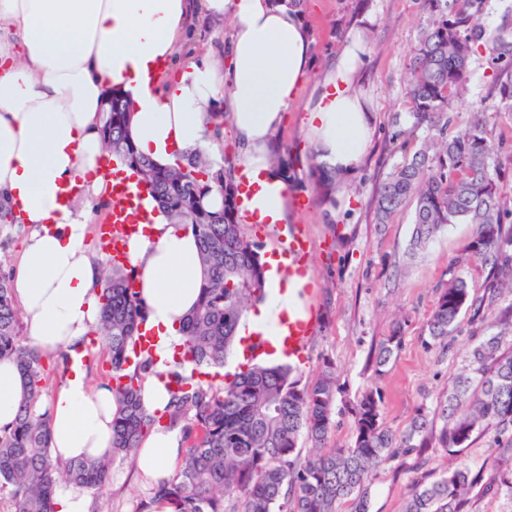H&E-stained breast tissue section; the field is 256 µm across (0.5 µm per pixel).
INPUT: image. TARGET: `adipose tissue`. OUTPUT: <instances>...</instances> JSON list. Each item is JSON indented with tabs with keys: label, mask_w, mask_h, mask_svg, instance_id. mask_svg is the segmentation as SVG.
I'll use <instances>...</instances> for the list:
<instances>
[{
	"label": "adipose tissue",
	"mask_w": 512,
	"mask_h": 512,
	"mask_svg": "<svg viewBox=\"0 0 512 512\" xmlns=\"http://www.w3.org/2000/svg\"><path fill=\"white\" fill-rule=\"evenodd\" d=\"M230 21L224 46L189 48L198 19ZM371 16H362L325 66L301 128L319 162L338 177L362 164L375 116L362 92ZM314 63L310 30L279 0H0V204L25 233L12 276L27 333L46 352L83 350L99 320L102 266L88 243L78 203L112 200L100 169L109 153L102 105L121 90L132 115L128 137L155 163L199 152L224 164V138L210 112L223 110L236 149L231 175L255 191L248 209L260 223H288L290 184L271 167L273 136L291 112ZM147 223L129 244L157 338L155 368L142 383L147 411L163 409L168 363L179 327L203 279L196 236L147 202ZM267 299L241 335L279 336L289 307L308 281L280 272L267 256ZM25 384L17 365L0 361V428L12 425ZM51 453L61 460L112 452L118 402L110 385L91 386L75 361L51 393ZM180 457L176 429L154 430L136 454L139 474L167 480Z\"/></svg>",
	"instance_id": "adipose-tissue-1"
}]
</instances>
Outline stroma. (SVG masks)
<instances>
[{
    "label": "stroma",
    "instance_id": "1",
    "mask_svg": "<svg viewBox=\"0 0 512 512\" xmlns=\"http://www.w3.org/2000/svg\"><path fill=\"white\" fill-rule=\"evenodd\" d=\"M303 10L314 38L318 72L335 57L342 43L339 30H351L354 20L366 12L374 19L372 52L362 84L377 116L367 156L348 177L335 205L313 201L307 210L291 213L292 224L310 239L312 302L320 315L302 375L312 380L324 361L335 364L341 400L334 412L331 440L343 444L354 433L349 404L365 389L380 391L383 421L396 432L407 428L416 410L434 411L437 400L447 394L449 381L467 359L475 329L472 315H461L444 347L430 344L427 321L442 284L449 279V265L473 227L449 225L412 259L407 254L411 209L401 211L386 226L373 222L370 201L376 187L401 160L390 137L397 129L396 116L406 111V64L424 22L418 0H304ZM496 75L489 54L477 52L471 61L467 100L454 105L452 115L455 124L464 125L473 112L482 111L492 158L502 175L504 201L512 208V120L493 106ZM398 323L403 326L402 346L385 375L376 376L375 354ZM424 457L426 469L438 472L464 461L487 478L498 467L489 434H474L460 453L429 448ZM418 476L412 455L375 471L371 512H404ZM149 492L131 459L116 461L107 486L91 495L93 512H135Z\"/></svg>",
    "mask_w": 512,
    "mask_h": 512
}]
</instances>
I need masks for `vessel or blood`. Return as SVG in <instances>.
<instances>
[{"mask_svg":"<svg viewBox=\"0 0 512 512\" xmlns=\"http://www.w3.org/2000/svg\"><path fill=\"white\" fill-rule=\"evenodd\" d=\"M146 193L144 187L131 178H114L112 182V219L102 225L103 248L110 259L123 263L127 260L129 239L138 234L139 227L133 224L130 210L139 208ZM281 267L289 275H301L308 255L310 242L300 227H293L279 242ZM319 327V314L314 307H306L299 313H289L288 334L281 337L282 352L290 362L303 363L307 341L313 338Z\"/></svg>","mask_w":512,"mask_h":512,"instance_id":"obj_1","label":"vessel or blood"}]
</instances>
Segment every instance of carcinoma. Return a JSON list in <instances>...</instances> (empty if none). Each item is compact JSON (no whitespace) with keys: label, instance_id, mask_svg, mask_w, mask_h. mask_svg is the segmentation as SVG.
<instances>
[{"label":"carcinoma","instance_id":"carcinoma-1","mask_svg":"<svg viewBox=\"0 0 512 512\" xmlns=\"http://www.w3.org/2000/svg\"><path fill=\"white\" fill-rule=\"evenodd\" d=\"M420 7L425 23L410 53L406 82L409 128L392 136L402 160L377 187L375 221L387 224L413 206V257L445 227L475 225L457 264L476 260L496 269L484 285L485 300L492 302L504 288L512 289V231L505 228L512 224V208L503 201L483 120L477 116L453 130L451 112L466 96L472 55L484 48L497 69L493 106L512 116V35L482 23L483 0H420ZM130 115L127 101L113 92L103 140L112 156L147 185L166 216L189 226L198 238L204 272L199 300L179 329L182 343L170 363L167 405L149 414L141 403V385L155 362L151 351L134 352L145 320L139 291L132 287L138 275L131 266L108 264L100 284L98 338L120 401L112 421V454L59 464L51 458L50 420L39 412L53 354L24 340L10 274L0 261V360L14 361L26 385L15 421L0 430V490L8 492L13 512H56L55 493L62 482L99 490L116 459L134 456L149 431L165 426L180 427L186 448L174 476L152 486L138 512H151L157 500L170 502L173 512H339L344 502L350 503L349 512H369L376 468L399 453L466 448L477 431L493 434L503 452L483 492L512 496V439L503 440L512 430V352L501 351L512 332V306L503 311L499 331L478 327L464 369L436 407L442 421L438 430L420 411L405 432L396 434L382 422L381 394L368 389L351 405L355 432L350 444L327 447L340 392L329 362L308 382L287 363L250 361L220 382L204 379L208 370L224 367L228 351L241 341L237 332L244 313L265 297L262 245L241 223L231 168L215 172L196 154L181 155L168 166L156 164L128 138ZM423 127L429 136L417 143L414 133ZM307 158L306 178L322 201L334 204L336 174L318 163L314 152ZM272 162L287 180L296 179L288 145L277 146ZM215 188L224 196L218 211L203 204ZM481 305L466 278L452 275L427 321L431 343L448 339L468 308L473 320L483 321ZM401 339L397 327L378 348L377 373ZM303 439L315 448L304 458ZM477 484L465 463L436 478L423 474L405 512H467Z\"/></svg>","mask_w":512,"mask_h":512}]
</instances>
